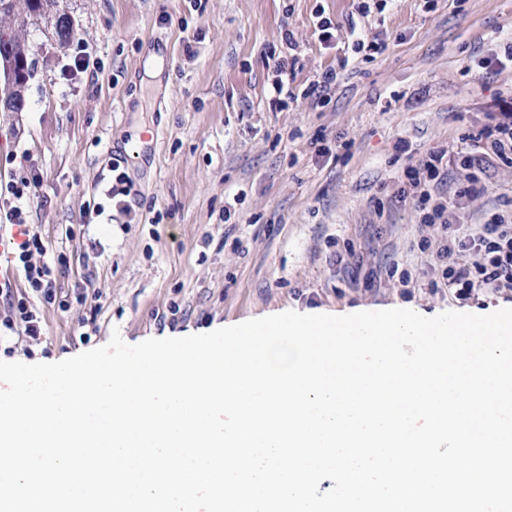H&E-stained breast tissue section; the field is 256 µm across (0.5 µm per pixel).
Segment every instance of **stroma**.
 I'll use <instances>...</instances> for the list:
<instances>
[{"instance_id": "obj_1", "label": "stroma", "mask_w": 512, "mask_h": 512, "mask_svg": "<svg viewBox=\"0 0 512 512\" xmlns=\"http://www.w3.org/2000/svg\"><path fill=\"white\" fill-rule=\"evenodd\" d=\"M92 51L29 30L27 107L0 112V180L38 174L24 206L67 267L58 295L91 280L97 303L39 304L42 332H0V361L52 363L106 345L183 337L285 311L434 317L512 306V290L459 301L431 287L422 214L405 169L429 151L466 182L461 152L512 96V68L479 67L512 43V0H61ZM330 20L323 41L319 18ZM379 52L354 51L360 36ZM336 85L310 94L323 73ZM288 91L275 93L276 80ZM118 159L110 170L109 159ZM132 186L129 212L108 194ZM458 211H512V166L491 161ZM103 207L100 222L86 212ZM353 250L372 285L357 284ZM412 270L402 286L393 268Z\"/></svg>"}]
</instances>
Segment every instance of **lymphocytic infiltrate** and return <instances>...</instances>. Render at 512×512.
Segmentation results:
<instances>
[{
  "mask_svg": "<svg viewBox=\"0 0 512 512\" xmlns=\"http://www.w3.org/2000/svg\"><path fill=\"white\" fill-rule=\"evenodd\" d=\"M410 188L403 198L423 213V223L433 229L437 248L432 254V269L441 286L455 298L470 299L477 290L512 288V213L493 215L487 222L469 231H461L454 222L455 212L462 202L478 195L479 178L459 185L453 196H442L438 188L448 178L445 152L430 151L425 159L405 172ZM38 177L0 184V208L7 221L0 224V239L7 243L10 263L22 267L27 288L38 302L57 304L68 310L71 302L86 303L88 294L79 291L75 300L58 299L55 280L59 268L66 263L64 254L48 258V248L35 225L23 219V207L32 185ZM474 255L472 265H458V254Z\"/></svg>",
  "mask_w": 512,
  "mask_h": 512,
  "instance_id": "lymphocytic-infiltrate-1",
  "label": "lymphocytic infiltrate"
}]
</instances>
